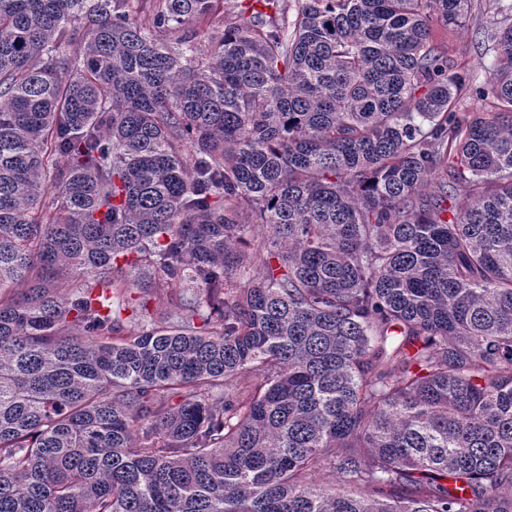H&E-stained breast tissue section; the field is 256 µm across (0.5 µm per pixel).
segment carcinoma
Wrapping results in <instances>:
<instances>
[{"label": "carcinoma", "mask_w": 512, "mask_h": 512, "mask_svg": "<svg viewBox=\"0 0 512 512\" xmlns=\"http://www.w3.org/2000/svg\"><path fill=\"white\" fill-rule=\"evenodd\" d=\"M298 2L0 0V512H512V3ZM495 0H472L466 26L448 31L440 23L434 24V36L474 87L484 86L499 63V53L492 42L484 38V31L500 20Z\"/></svg>", "instance_id": "obj_1"}]
</instances>
